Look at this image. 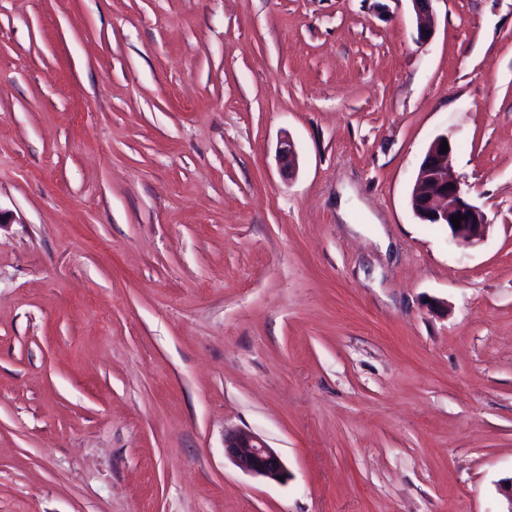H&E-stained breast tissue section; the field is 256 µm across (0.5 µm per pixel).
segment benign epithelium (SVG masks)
<instances>
[{
    "instance_id": "7a95c632",
    "label": "benign epithelium",
    "mask_w": 512,
    "mask_h": 512,
    "mask_svg": "<svg viewBox=\"0 0 512 512\" xmlns=\"http://www.w3.org/2000/svg\"><path fill=\"white\" fill-rule=\"evenodd\" d=\"M417 20V41L431 37L433 0H410ZM448 151L440 152L442 142ZM454 149L451 136L441 134L428 146L420 163L411 192V205L415 216L424 224H445L451 238L464 246L480 243L489 227L486 214L465 197L460 181L452 174L450 159ZM284 168L293 173L298 167V156L290 141L281 147ZM461 214V226L456 228L451 217ZM224 456L242 472L253 477L277 481L287 475L283 459L259 436L243 430L224 432Z\"/></svg>"
}]
</instances>
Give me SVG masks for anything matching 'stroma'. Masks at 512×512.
<instances>
[{
  "label": "stroma",
  "mask_w": 512,
  "mask_h": 512,
  "mask_svg": "<svg viewBox=\"0 0 512 512\" xmlns=\"http://www.w3.org/2000/svg\"><path fill=\"white\" fill-rule=\"evenodd\" d=\"M433 8L0 0V512H504L512 0ZM417 20V41L426 42L431 37L432 2L435 0H409ZM443 141L448 143L446 153H440ZM453 149L448 134L438 135L430 143L412 188L411 205L423 224H446L455 242L471 247L484 239L489 224L486 214L466 199L460 181L451 172ZM458 213L467 219L461 220L460 228H454L451 217ZM224 456L253 477L280 481L287 475L283 459L262 438L243 429L224 432Z\"/></svg>",
  "instance_id": "stroma-1"
}]
</instances>
